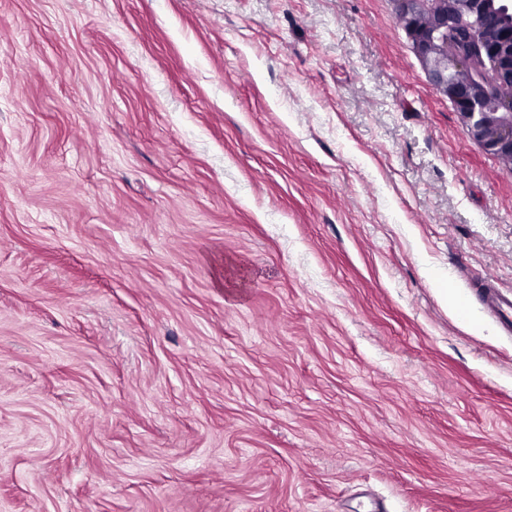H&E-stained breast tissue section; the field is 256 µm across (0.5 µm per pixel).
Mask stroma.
<instances>
[{
    "mask_svg": "<svg viewBox=\"0 0 512 512\" xmlns=\"http://www.w3.org/2000/svg\"><path fill=\"white\" fill-rule=\"evenodd\" d=\"M488 280L391 0H0V512H512Z\"/></svg>",
    "mask_w": 512,
    "mask_h": 512,
    "instance_id": "obj_1",
    "label": "stroma"
}]
</instances>
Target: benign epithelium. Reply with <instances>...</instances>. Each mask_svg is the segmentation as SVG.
I'll return each instance as SVG.
<instances>
[{
  "instance_id": "1",
  "label": "benign epithelium",
  "mask_w": 512,
  "mask_h": 512,
  "mask_svg": "<svg viewBox=\"0 0 512 512\" xmlns=\"http://www.w3.org/2000/svg\"><path fill=\"white\" fill-rule=\"evenodd\" d=\"M465 134L512 172V0H391Z\"/></svg>"
}]
</instances>
